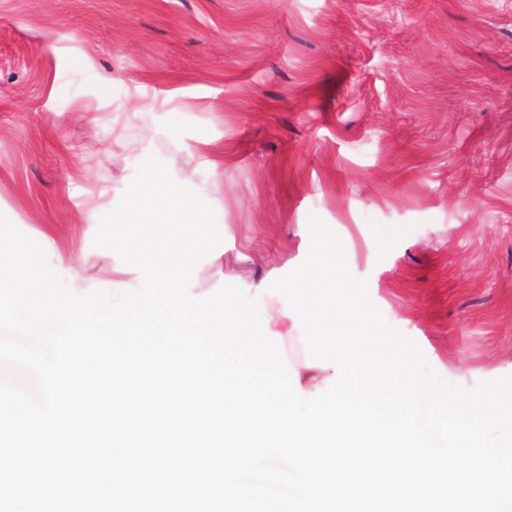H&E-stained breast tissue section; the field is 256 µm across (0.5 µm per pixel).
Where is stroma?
Segmentation results:
<instances>
[{
    "mask_svg": "<svg viewBox=\"0 0 512 512\" xmlns=\"http://www.w3.org/2000/svg\"><path fill=\"white\" fill-rule=\"evenodd\" d=\"M151 155L216 215L191 293L285 305L314 215L443 379L512 375V0H0V213L74 293Z\"/></svg>",
    "mask_w": 512,
    "mask_h": 512,
    "instance_id": "stroma-1",
    "label": "stroma"
}]
</instances>
